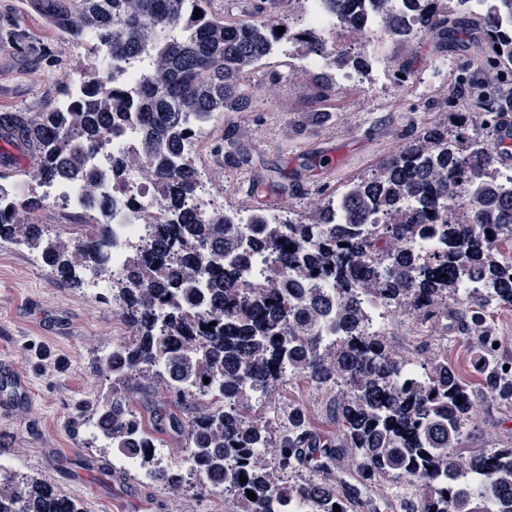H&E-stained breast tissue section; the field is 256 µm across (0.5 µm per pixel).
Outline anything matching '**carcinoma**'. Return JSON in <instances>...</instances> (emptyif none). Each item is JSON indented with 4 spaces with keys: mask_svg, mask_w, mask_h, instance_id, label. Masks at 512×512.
Returning a JSON list of instances; mask_svg holds the SVG:
<instances>
[{
    "mask_svg": "<svg viewBox=\"0 0 512 512\" xmlns=\"http://www.w3.org/2000/svg\"><path fill=\"white\" fill-rule=\"evenodd\" d=\"M54 28L74 41L93 36L112 52V61L153 62L151 77L136 104L112 95L106 106L91 78L77 111L63 114L48 106L39 112L0 113L4 131L37 149L33 178L83 172L82 156L107 134H118L133 119L150 129L146 151L152 159L181 154L184 132L176 117L225 112L247 114L257 108L253 85L243 83L246 68L269 54L272 45L302 37L290 18L265 15L266 0H238L248 20L230 19L229 8L216 14L209 0H34ZM424 31H447L448 15L414 0ZM200 18H194L196 10ZM284 32L277 33V28ZM481 46L501 63L512 64V0L483 23ZM315 98L327 99L331 80L315 77ZM471 125H496L497 113H454ZM493 154L461 130L427 123L378 167L339 195L350 224L336 228L330 207L316 221L290 220L257 235L241 237L224 216L179 224L176 239L150 231L145 245L171 254L178 271L149 280L137 264L118 277L119 316L131 331L117 349L100 358V368L127 389L156 385L181 403H193L186 433L202 494H224L233 484L240 512H273L275 498L300 497L309 512H378L383 483L418 488L417 512H512V448L458 453L464 428L473 418L472 393L438 350L423 362L418 381L407 378L412 357L389 346L387 338L362 330L361 298L375 296L398 315L411 314L440 335L458 283L478 282L469 301L468 339L475 348V369L488 376L492 393L512 399V381L498 376L482 351L480 310L494 301L512 308V274L503 267L499 245L488 234H512V193L489 184L485 170ZM161 180L177 185L164 205L174 213L195 190L198 170L189 162L171 170L155 167ZM457 213L456 223L437 224L430 212L440 203ZM25 217L0 222V241L19 236L41 249L59 282H81L80 262L92 251L91 240L104 225L91 228L71 246L47 234L32 218L41 200L24 203ZM383 210L392 223L365 227ZM440 239L429 253L414 255L417 235ZM293 249H288V246ZM265 249L276 256L270 280L246 283L248 251ZM448 269V278L435 275ZM336 281V303L319 284ZM336 325V340L324 345L322 329ZM209 382H204V379ZM307 380L330 395L336 433L325 435L305 419L284 428L270 423L249 391L274 399L293 379ZM97 417L112 449L142 453L155 447L153 436L130 409L127 398L105 399ZM331 448L336 468L320 461L309 471L319 478L283 487L297 464L298 448ZM276 463L271 469L256 449ZM245 481H240V478ZM256 495L252 501L247 491ZM340 510H333V505ZM0 512H79L75 503L47 483L3 484Z\"/></svg>",
    "mask_w": 512,
    "mask_h": 512,
    "instance_id": "cac0c4a2",
    "label": "carcinoma"
}]
</instances>
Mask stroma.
<instances>
[{
  "instance_id": "stroma-1",
  "label": "stroma",
  "mask_w": 512,
  "mask_h": 512,
  "mask_svg": "<svg viewBox=\"0 0 512 512\" xmlns=\"http://www.w3.org/2000/svg\"><path fill=\"white\" fill-rule=\"evenodd\" d=\"M482 36L481 26L459 17L448 34L420 36L394 49L396 72L380 81L358 79L353 89L337 88L326 102L294 92L302 74L291 80L257 85L256 112L225 113L209 144L212 152L243 150L247 169L257 175L276 171L267 189L280 199L281 211L304 215L320 192L336 195L352 180L370 174L405 141L416 126L409 116L421 105L418 79L427 75L447 83L449 72L465 73ZM92 48L67 39L30 7L28 0H0V113L39 111L61 99L75 74L85 72ZM408 85H399L397 72ZM279 115V132L269 131L267 115ZM253 134L240 136V125ZM28 245L0 243V354L11 357L32 384L29 415L0 417V455L29 451L24 475L43 479L76 499L84 512H226L222 496H196L191 484L169 490L140 485L130 470L96 473L85 483L73 477L83 463L111 458L84 434L110 383L97 360L111 350L123 323L111 295L93 298L84 288L59 287L49 266L33 268ZM465 309H448V359L468 385L476 404L473 424L461 438L462 450L512 447V404L491 399L485 375L474 371L475 353L461 329ZM284 402L303 403L324 434L336 422L324 395L305 381L289 383ZM132 410L144 423L162 417L155 437L160 448L181 449L180 422L186 411L165 404L161 390L142 387L131 393Z\"/></svg>"
}]
</instances>
